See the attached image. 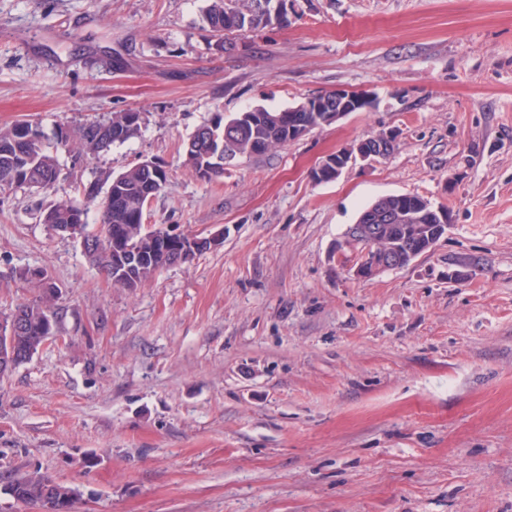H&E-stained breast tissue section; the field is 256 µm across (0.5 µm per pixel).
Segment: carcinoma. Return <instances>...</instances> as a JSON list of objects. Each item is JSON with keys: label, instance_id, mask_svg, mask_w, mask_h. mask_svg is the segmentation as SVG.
Wrapping results in <instances>:
<instances>
[{"label": "carcinoma", "instance_id": "obj_1", "mask_svg": "<svg viewBox=\"0 0 512 512\" xmlns=\"http://www.w3.org/2000/svg\"><path fill=\"white\" fill-rule=\"evenodd\" d=\"M273 0H249L247 8L242 9L232 4V0H209L203 19L213 32H246L265 28L272 23L288 22L287 15L278 16L271 9ZM126 113H112L102 119L71 126L68 144L61 146L56 138L48 137L41 125L33 121H20L9 127L0 128V192L7 189H28L34 192L52 191L58 180L60 162L58 151L66 149L73 153L74 159L82 155L97 154L102 151L98 130L102 126L112 128V143H123L135 136L140 126L124 123ZM321 112L298 111L291 107L276 111L262 106L253 107L237 113L226 120L218 114L209 122L198 126L189 136L183 149V163L193 172H199L202 162L210 165L209 177L224 174V164L216 161L217 155L229 151L233 156L261 154L268 150L290 143V129L297 126L317 128L323 125ZM168 176L156 178L150 171L132 165L124 172L89 183L85 188L87 197L94 201L97 195L93 191L102 183L108 184L107 191L112 195V203L100 200V224L102 231L98 234L86 232V237L101 242L113 241L131 250H150L156 258L147 260L135 272V278L127 279L119 275L108 257L102 253L88 256V259L110 280L122 288L134 290L141 287L157 271V258L167 253V259L189 263L207 252L203 245L196 250L185 252L178 239L157 241L154 231L145 226L148 199L158 196L166 186ZM417 195L399 194L394 203L415 213L416 219L399 220L389 225L388 239L398 248L419 240L427 244L436 241V229L439 219L432 212H424L414 207ZM75 203L56 199L43 210L42 223L51 227L67 224ZM31 269H23V280L38 288V295L28 303L21 304L15 311L22 314L26 323L23 333L18 336L15 352L19 362L35 355L45 344L49 330L45 326L47 311L53 309L56 295L37 279L28 276ZM5 493L14 499L37 503L46 496L73 506L78 491L50 476L35 470L7 484Z\"/></svg>", "mask_w": 512, "mask_h": 512}]
</instances>
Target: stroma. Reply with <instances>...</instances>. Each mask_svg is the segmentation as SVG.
<instances>
[{
	"label": "stroma",
	"mask_w": 512,
	"mask_h": 512,
	"mask_svg": "<svg viewBox=\"0 0 512 512\" xmlns=\"http://www.w3.org/2000/svg\"><path fill=\"white\" fill-rule=\"evenodd\" d=\"M301 18L221 51L206 0H0V126L44 132L141 112L125 143L53 192L143 158L169 178L149 227L221 248L130 291L0 192V312L60 286L58 339L0 377L3 491L38 469L75 512H512V0H299ZM337 89L371 105L204 180L182 163L215 114ZM398 131L380 162L313 170ZM418 195L448 229L408 265L354 277L338 251L380 197Z\"/></svg>",
	"instance_id": "obj_1"
}]
</instances>
